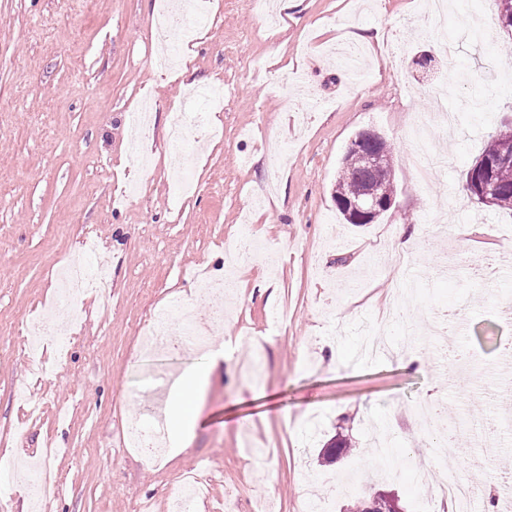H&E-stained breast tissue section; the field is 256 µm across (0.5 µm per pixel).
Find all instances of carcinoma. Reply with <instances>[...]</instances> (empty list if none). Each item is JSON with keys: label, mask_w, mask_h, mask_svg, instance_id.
Wrapping results in <instances>:
<instances>
[{"label": "carcinoma", "mask_w": 512, "mask_h": 512, "mask_svg": "<svg viewBox=\"0 0 512 512\" xmlns=\"http://www.w3.org/2000/svg\"><path fill=\"white\" fill-rule=\"evenodd\" d=\"M500 152L512 154V127L504 125L492 134L482 156L492 157ZM390 171L391 150L385 137L372 144L364 143L356 149H347L336 181L334 201L348 223H355L352 214L344 209L350 201L359 197L389 199L394 195ZM491 178L496 188L492 205L512 212V162L494 168Z\"/></svg>", "instance_id": "1"}]
</instances>
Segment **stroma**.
Wrapping results in <instances>:
<instances>
[{"instance_id": "obj_1", "label": "stroma", "mask_w": 512, "mask_h": 512, "mask_svg": "<svg viewBox=\"0 0 512 512\" xmlns=\"http://www.w3.org/2000/svg\"><path fill=\"white\" fill-rule=\"evenodd\" d=\"M160 0H0V458L53 475L57 488L34 506L25 479L0 468V512H168L178 478L197 473L207 491L191 512H303L331 498L355 512L378 491L419 512L434 486L454 476L482 488L474 512H495L486 490L512 474V437L488 466L478 430L502 414L496 385L512 377L505 350L512 321V267L501 287L477 269L512 253V215L478 204L468 168L489 135L512 120V32L497 0H448L446 39L430 33L425 0H301L267 25L249 0H222L213 26L190 43L194 82L223 83L224 103L192 97L153 67ZM385 34L361 45L350 32ZM420 51L432 71H415ZM463 135H441L447 168L421 179L410 130L432 107L435 75ZM153 110L139 144L131 119ZM186 106L196 138L169 136L168 113ZM381 132L392 147L393 206L371 224L347 223L333 188L350 141ZM278 254L239 265L241 228ZM421 257L452 258L450 274L416 281L420 309L413 349L380 362L354 360L361 316H376L395 288L397 230ZM109 265L112 306L88 290L65 344L24 349L28 321L56 295L60 256ZM230 276L233 298L198 301L188 270ZM182 302L198 323L228 306L229 353L204 381L200 416L185 449L160 455L128 447L125 433L151 398L132 377L191 373L199 353L146 356L140 332L156 311ZM287 308V326L273 327ZM456 309L465 334L431 326ZM463 347L469 379L458 391L434 358ZM339 357L341 368L330 367ZM261 358V376L246 369ZM442 400L458 439L445 454L418 438L414 408ZM346 435L349 451L322 465L323 445ZM432 464L410 479L406 451Z\"/></svg>"}]
</instances>
